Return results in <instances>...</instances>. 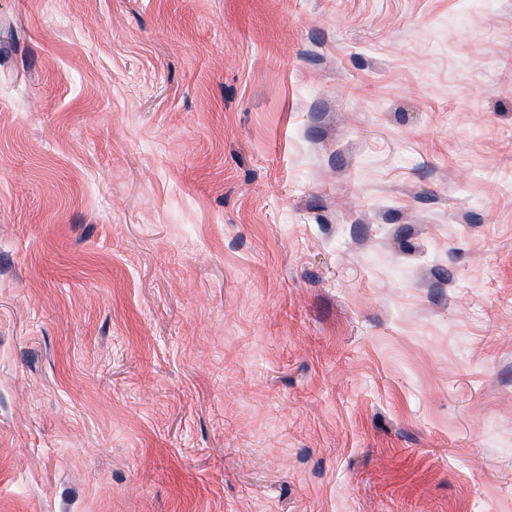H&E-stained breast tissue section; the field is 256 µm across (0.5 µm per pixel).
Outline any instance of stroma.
<instances>
[{
	"label": "stroma",
	"mask_w": 512,
	"mask_h": 512,
	"mask_svg": "<svg viewBox=\"0 0 512 512\" xmlns=\"http://www.w3.org/2000/svg\"><path fill=\"white\" fill-rule=\"evenodd\" d=\"M0 512H512V0H0Z\"/></svg>",
	"instance_id": "obj_1"
}]
</instances>
